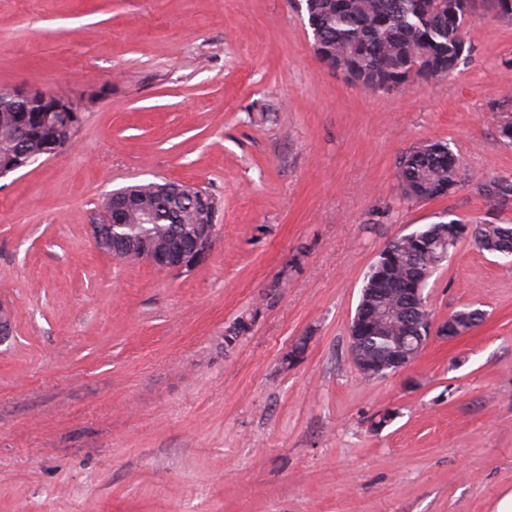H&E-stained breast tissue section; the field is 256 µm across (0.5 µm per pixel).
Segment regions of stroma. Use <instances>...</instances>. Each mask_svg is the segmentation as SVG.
Returning a JSON list of instances; mask_svg holds the SVG:
<instances>
[{"label": "stroma", "instance_id": "1", "mask_svg": "<svg viewBox=\"0 0 512 512\" xmlns=\"http://www.w3.org/2000/svg\"><path fill=\"white\" fill-rule=\"evenodd\" d=\"M466 28L450 76L371 96L317 59L293 0H0V88L84 114L64 152L0 179L16 324L0 512H496L512 493L504 259L461 240L427 309L485 319L400 373L363 381L349 341L393 238L442 212L512 223L474 183L512 178V21L480 11ZM431 140L462 182L404 200L398 161ZM161 180L219 202L209 262L180 276L90 235L107 193Z\"/></svg>", "mask_w": 512, "mask_h": 512}]
</instances>
